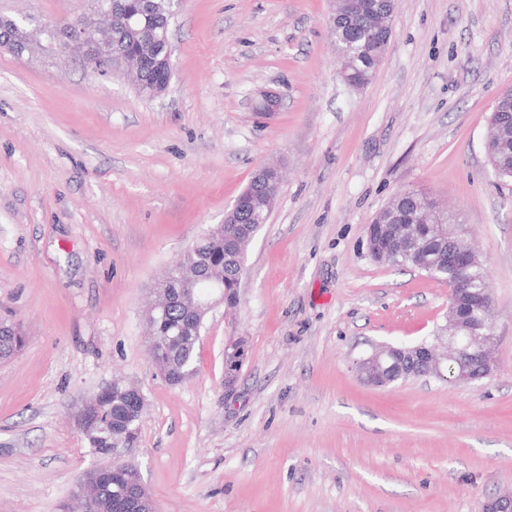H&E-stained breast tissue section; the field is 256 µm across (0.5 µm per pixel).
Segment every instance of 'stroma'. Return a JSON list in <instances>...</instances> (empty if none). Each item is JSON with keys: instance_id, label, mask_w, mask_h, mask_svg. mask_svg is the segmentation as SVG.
Masks as SVG:
<instances>
[{"instance_id": "35a3bbf8", "label": "stroma", "mask_w": 512, "mask_h": 512, "mask_svg": "<svg viewBox=\"0 0 512 512\" xmlns=\"http://www.w3.org/2000/svg\"><path fill=\"white\" fill-rule=\"evenodd\" d=\"M333 0H181L174 70L148 99L57 57L0 52V512H60L105 466L73 415L112 380L145 396L134 464L157 512H481L512 490V183L484 140L512 88V0H397L371 83L346 86ZM92 0H0L61 25ZM281 104L263 117L261 92ZM283 181L238 307L216 308L194 375L153 367L155 282L261 166ZM403 190L457 213L488 271L492 375L386 389L356 362L441 334L447 285L375 262L374 214ZM247 355L226 391L224 346ZM24 329L18 321L0 317V360L15 356L25 344Z\"/></svg>"}]
</instances>
